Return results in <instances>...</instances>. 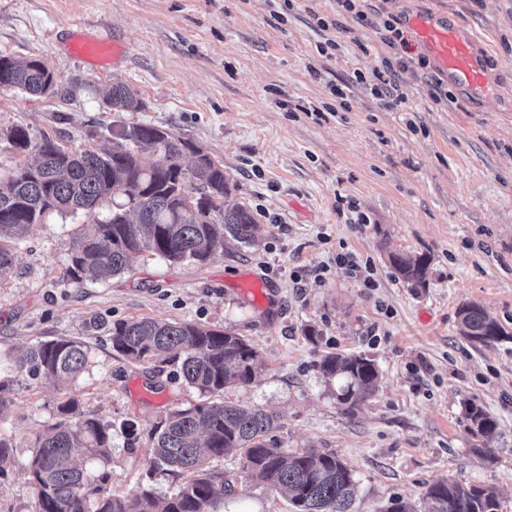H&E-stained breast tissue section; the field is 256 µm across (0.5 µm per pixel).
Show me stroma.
<instances>
[{
	"mask_svg": "<svg viewBox=\"0 0 512 512\" xmlns=\"http://www.w3.org/2000/svg\"><path fill=\"white\" fill-rule=\"evenodd\" d=\"M0 0V54L38 58L56 75L49 96L0 91V176L25 156L8 143L21 125L65 145L110 146L132 124L163 127L224 166L229 203L260 226L257 246L228 248L205 263L146 254L106 283L71 282L64 271L85 218L50 213L14 248L0 277V436L13 445L0 464V512H35L28 463L35 438L68 399L83 416L112 425L107 461L87 473L99 499L142 490L172 494L178 482L151 466L149 433L175 408L199 401L175 364L133 362L112 349L114 322L162 318L228 331L258 353L255 378L222 398L275 415L272 448L339 455L356 481L353 512H387L396 499L421 503L427 483L451 478L492 485L512 512V337L476 348L458 332L457 310L481 303L512 334V0H365L366 20L338 0ZM448 17L475 33L496 93L463 99L435 67L420 69L415 39L390 47L386 20ZM330 17L333 27L317 20ZM124 45L106 73L70 52L76 35ZM335 40L338 51L319 54ZM397 70L392 109L357 83L385 60ZM121 81L142 102L115 112L101 96ZM348 107L323 111L333 86ZM368 215L347 220L348 204ZM350 252L368 262V289L336 264ZM393 252L431 258L427 287L399 280ZM260 277L269 297L243 295ZM316 338H309L308 329ZM72 338L90 349L85 372L60 385L18 372L39 340ZM362 354L380 371L375 394L354 413L320 372L324 355ZM498 420L495 438L474 447L465 401ZM233 484L222 512H293L258 484L238 454L210 457Z\"/></svg>",
	"mask_w": 512,
	"mask_h": 512,
	"instance_id": "stroma-1",
	"label": "stroma"
}]
</instances>
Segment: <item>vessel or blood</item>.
<instances>
[{
  "mask_svg": "<svg viewBox=\"0 0 512 512\" xmlns=\"http://www.w3.org/2000/svg\"><path fill=\"white\" fill-rule=\"evenodd\" d=\"M409 25L439 70L466 99L489 98L495 85L476 36L430 14H415Z\"/></svg>",
  "mask_w": 512,
  "mask_h": 512,
  "instance_id": "b4317fda",
  "label": "vessel or blood"
}]
</instances>
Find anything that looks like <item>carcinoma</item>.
Here are the masks:
<instances>
[{
    "mask_svg": "<svg viewBox=\"0 0 512 512\" xmlns=\"http://www.w3.org/2000/svg\"><path fill=\"white\" fill-rule=\"evenodd\" d=\"M50 74L43 62L19 63L0 57V88L39 94ZM116 112H135L141 102L127 84L116 82L102 91ZM8 141L33 162L18 166L0 179V240L21 238L53 211L90 215L112 200V214L86 224L68 258L66 275L75 282L87 278L106 282L129 268L142 253L169 262L204 263L230 241L249 247L256 241L252 212L243 204L228 206L233 187L224 169L207 164L191 168L181 159L195 146L171 131L137 124L120 134L111 149L62 146L47 134L37 136L13 126ZM389 263L414 288L427 284L429 257L392 253ZM460 335L475 346L491 347L512 339L485 308L468 302L457 311ZM112 350L134 362L159 358L180 364L184 381L200 395L212 396L255 377L258 353L242 336L208 326L152 318L124 320L110 329ZM89 360L81 341L57 338L39 341L18 362V371L33 381L60 382L78 378ZM321 372L342 382L336 394L348 413L377 390L375 362L358 354L330 353ZM77 401L59 407L60 420L35 439L29 464L36 493V512H87L93 493L86 468L72 453L83 448L90 458L104 459L112 448L111 424L97 418H77ZM467 431L486 440L498 428L496 418L474 401L464 402ZM274 417L261 408L244 409L204 400L170 411L150 431L152 458L167 471L183 477L164 500L144 490L123 499H107L95 512H217L224 498V474L206 468L201 452L222 457L240 452L251 478L289 496L294 512H351L353 471L338 455L315 449L271 448L264 437ZM427 512H503L495 487L465 485L453 479L427 484Z\"/></svg>",
    "mask_w": 512,
    "mask_h": 512,
    "instance_id": "1",
    "label": "carcinoma"
}]
</instances>
